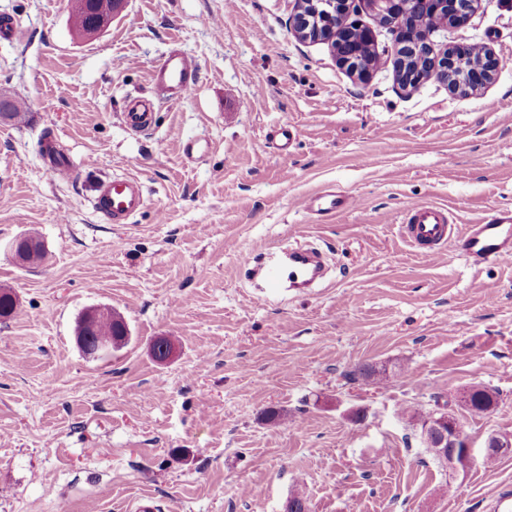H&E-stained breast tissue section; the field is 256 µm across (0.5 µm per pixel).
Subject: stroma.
<instances>
[{"label": "stroma", "instance_id": "obj_1", "mask_svg": "<svg viewBox=\"0 0 512 512\" xmlns=\"http://www.w3.org/2000/svg\"><path fill=\"white\" fill-rule=\"evenodd\" d=\"M70 11L0 0L22 29L0 39V100L25 111L0 121V290L18 302L0 321V512H130L143 496L157 512H285L297 491L308 512H495L512 454L481 457L512 439V264L421 256L399 222L410 202L462 224L512 207V69L467 95L400 89L383 63L362 82L294 37L289 0H127L95 38ZM435 39L512 53V0H480ZM172 48L198 62L196 90L133 134L126 101L153 96ZM46 136L71 180L46 168ZM189 139L210 151L184 155ZM122 175L147 204L113 224L93 198ZM329 187L354 208L317 222L296 208ZM27 231L47 251L29 268L8 250ZM297 240L327 253L329 279L252 301L247 259ZM98 308L129 336L104 360L75 341ZM360 365L373 375L349 380ZM479 385L498 403L474 415L457 397ZM435 399L476 457L454 477L401 413Z\"/></svg>", "mask_w": 512, "mask_h": 512}]
</instances>
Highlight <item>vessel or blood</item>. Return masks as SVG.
<instances>
[{
	"label": "vessel or blood",
	"mask_w": 512,
	"mask_h": 512,
	"mask_svg": "<svg viewBox=\"0 0 512 512\" xmlns=\"http://www.w3.org/2000/svg\"><path fill=\"white\" fill-rule=\"evenodd\" d=\"M150 79L158 98L180 101L189 97L197 85L198 64L181 50L172 49L153 68ZM154 101L130 100L122 114L125 127L140 135L151 133ZM145 205L143 185L133 177L114 179L96 189V211L114 224L127 223ZM295 205L316 217L345 212L351 200L334 189L300 198ZM400 230L408 244L423 256L444 254L452 246L472 265L512 262L511 207L488 212L476 223L458 225L447 208L410 203L402 210ZM248 273L256 286L257 299L264 300L283 288L307 292L323 279L324 265L318 250L291 245L253 256Z\"/></svg>",
	"instance_id": "vessel-or-blood-1"
}]
</instances>
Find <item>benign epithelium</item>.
Listing matches in <instances>:
<instances>
[{
    "mask_svg": "<svg viewBox=\"0 0 512 512\" xmlns=\"http://www.w3.org/2000/svg\"><path fill=\"white\" fill-rule=\"evenodd\" d=\"M350 0H293L289 27L301 42L324 41L331 44L340 66L361 80L379 57L366 64L345 48L346 13ZM372 12L392 32L391 48L386 50L387 64L392 67L397 84L408 89L434 78L448 86L452 93L477 90L492 79L497 58L482 49L478 60L465 71L457 70L458 57L470 49L468 45L436 48L432 35L443 26H465L479 0H356ZM124 6V0H98L93 26L85 33L89 38L107 31ZM420 443L432 449L448 471L456 474L471 467L474 458L468 438L457 419L444 409L437 410L419 430Z\"/></svg>",
    "mask_w": 512,
    "mask_h": 512,
    "instance_id": "1",
    "label": "benign epithelium"
}]
</instances>
